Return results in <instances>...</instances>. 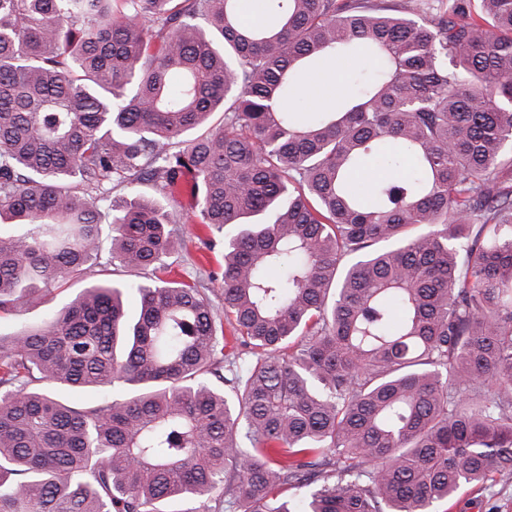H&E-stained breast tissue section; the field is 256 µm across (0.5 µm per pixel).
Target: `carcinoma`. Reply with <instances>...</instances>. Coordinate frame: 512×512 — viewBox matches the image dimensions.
<instances>
[{"label":"carcinoma","instance_id":"cac0c4a2","mask_svg":"<svg viewBox=\"0 0 512 512\" xmlns=\"http://www.w3.org/2000/svg\"><path fill=\"white\" fill-rule=\"evenodd\" d=\"M265 4L0 0V313L141 273L0 335V512H435L512 483V0ZM356 54L334 108L291 109ZM187 176L217 304L166 277Z\"/></svg>","mask_w":512,"mask_h":512}]
</instances>
